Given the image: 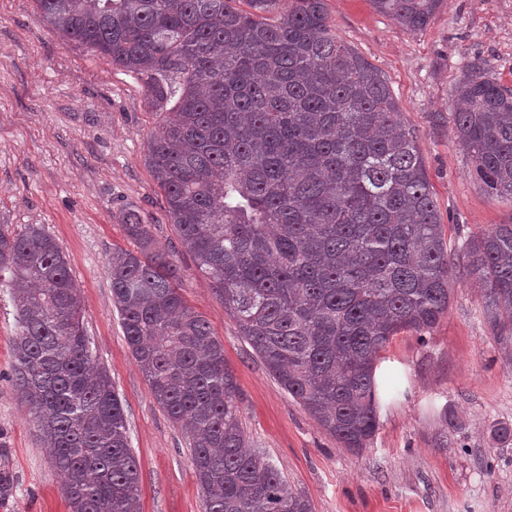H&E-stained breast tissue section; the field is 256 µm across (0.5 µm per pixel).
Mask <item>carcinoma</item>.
Listing matches in <instances>:
<instances>
[{"instance_id":"cac0c4a2","label":"carcinoma","mask_w":512,"mask_h":512,"mask_svg":"<svg viewBox=\"0 0 512 512\" xmlns=\"http://www.w3.org/2000/svg\"><path fill=\"white\" fill-rule=\"evenodd\" d=\"M53 31L143 83L162 115L146 162L181 247L273 379L353 452L377 428L376 360L448 310L451 261L417 135L385 76L331 32L324 0H36ZM424 28L443 0H370ZM451 113L469 175L512 199V89L474 62ZM112 249V302L153 398L186 433L204 512H311L246 448L224 344L187 306L150 225ZM463 273L512 360V224L463 241ZM13 286L10 382L71 512H141L122 401L90 350L69 262L40 224L0 225Z\"/></svg>"}]
</instances>
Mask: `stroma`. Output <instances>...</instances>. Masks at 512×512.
Here are the masks:
<instances>
[{
	"instance_id": "35a3bbf8",
	"label": "stroma",
	"mask_w": 512,
	"mask_h": 512,
	"mask_svg": "<svg viewBox=\"0 0 512 512\" xmlns=\"http://www.w3.org/2000/svg\"><path fill=\"white\" fill-rule=\"evenodd\" d=\"M325 9L333 33L387 78L415 130L449 248L512 222V200L474 183L448 122L453 87L471 61L512 89V0H443L419 31L369 0H325ZM158 122L133 74L59 37L36 0H0V224L43 225L69 260L91 349L124 406L142 512H203V501L187 438L154 400L112 304L107 259L113 247L133 246L123 228L130 211L150 224L181 270L188 305L223 343L250 444L312 512H512V442L491 435L493 426L512 427V364L461 267L426 339L406 331L391 340L377 367L378 430L350 452L270 376L183 252L144 160ZM15 332L0 284V471L12 479L0 512H70L62 477L8 380Z\"/></svg>"
}]
</instances>
